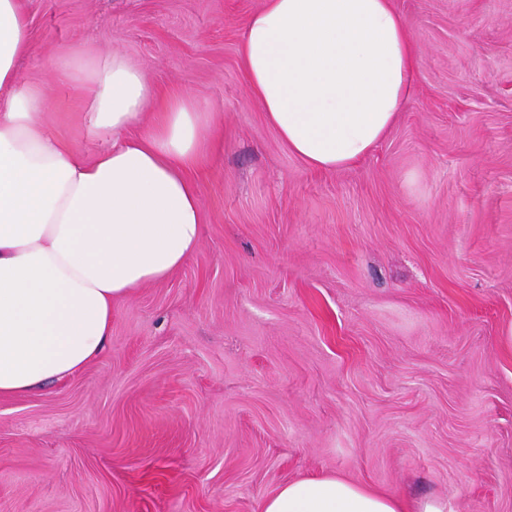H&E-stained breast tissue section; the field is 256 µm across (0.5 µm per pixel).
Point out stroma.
I'll return each instance as SVG.
<instances>
[{
    "mask_svg": "<svg viewBox=\"0 0 512 512\" xmlns=\"http://www.w3.org/2000/svg\"><path fill=\"white\" fill-rule=\"evenodd\" d=\"M263 0H25L26 81L82 45L216 112L199 248L83 371L0 397V512H258L336 476L512 512V0H393L413 91L357 164L288 151L240 65ZM53 126L85 154L70 88Z\"/></svg>",
    "mask_w": 512,
    "mask_h": 512,
    "instance_id": "35a3bbf8",
    "label": "stroma"
}]
</instances>
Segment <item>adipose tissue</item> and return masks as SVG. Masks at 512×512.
<instances>
[{"label":"adipose tissue","instance_id":"adipose-tissue-1","mask_svg":"<svg viewBox=\"0 0 512 512\" xmlns=\"http://www.w3.org/2000/svg\"><path fill=\"white\" fill-rule=\"evenodd\" d=\"M31 52L24 0H0V396L78 374L103 351L112 305L167 279L199 247L190 173L214 124L191 95L158 97L126 56L63 54L55 83L87 101L109 140L85 157L51 125L46 88L21 82ZM241 66L268 124L318 170L350 167L407 100L414 42L392 0H265L244 25ZM152 116H145L149 103ZM259 512H447L349 480L294 481Z\"/></svg>","mask_w":512,"mask_h":512}]
</instances>
